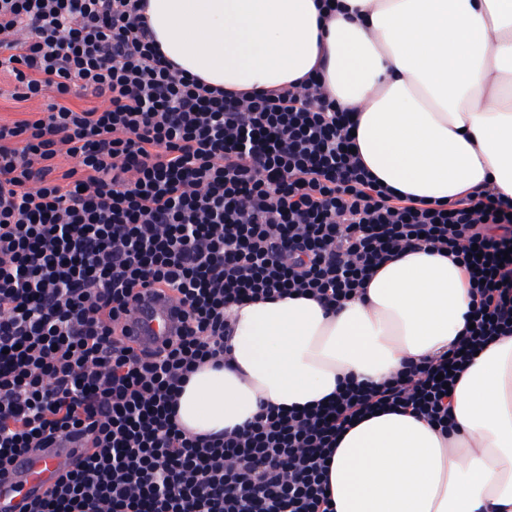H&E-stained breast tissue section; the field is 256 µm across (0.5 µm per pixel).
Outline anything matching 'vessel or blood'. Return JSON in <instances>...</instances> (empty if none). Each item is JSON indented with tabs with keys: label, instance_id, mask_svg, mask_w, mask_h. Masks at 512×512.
Segmentation results:
<instances>
[{
	"label": "vessel or blood",
	"instance_id": "b4317fda",
	"mask_svg": "<svg viewBox=\"0 0 512 512\" xmlns=\"http://www.w3.org/2000/svg\"><path fill=\"white\" fill-rule=\"evenodd\" d=\"M178 309L169 293H151L142 298L131 314L127 327L131 339L139 345H156L175 328ZM74 453L69 443L46 448L35 455L18 457L8 479L0 481V512H9L21 496L42 495L55 479L57 464Z\"/></svg>",
	"mask_w": 512,
	"mask_h": 512
}]
</instances>
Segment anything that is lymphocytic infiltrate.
Listing matches in <instances>:
<instances>
[{
  "instance_id": "1",
  "label": "lymphocytic infiltrate",
  "mask_w": 512,
  "mask_h": 512,
  "mask_svg": "<svg viewBox=\"0 0 512 512\" xmlns=\"http://www.w3.org/2000/svg\"><path fill=\"white\" fill-rule=\"evenodd\" d=\"M0 73L15 101L51 98L0 121V479L18 455L78 449L17 512H334L327 462L355 419L409 412L452 432L449 388L512 335L511 197L397 196L317 79L207 85L163 61L140 0H0ZM422 246L469 274L473 327L447 352L221 436L179 425L183 383L230 351L227 305L334 306ZM150 288L181 326L137 347L124 321Z\"/></svg>"
}]
</instances>
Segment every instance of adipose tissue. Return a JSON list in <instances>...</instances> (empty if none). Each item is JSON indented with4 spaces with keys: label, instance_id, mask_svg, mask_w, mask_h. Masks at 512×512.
<instances>
[{
    "label": "adipose tissue",
    "instance_id": "obj_1",
    "mask_svg": "<svg viewBox=\"0 0 512 512\" xmlns=\"http://www.w3.org/2000/svg\"><path fill=\"white\" fill-rule=\"evenodd\" d=\"M167 59L228 91L280 87L320 69L357 120L356 154L413 200L486 184L512 197V0H144ZM462 265L416 249L379 266L364 294L326 309L288 296L233 305L230 364L203 366L178 397L194 433L243 425L261 406L328 400L380 383L463 335ZM443 435L411 414L366 417L339 439L335 512H512V336L475 356Z\"/></svg>",
    "mask_w": 512,
    "mask_h": 512
}]
</instances>
